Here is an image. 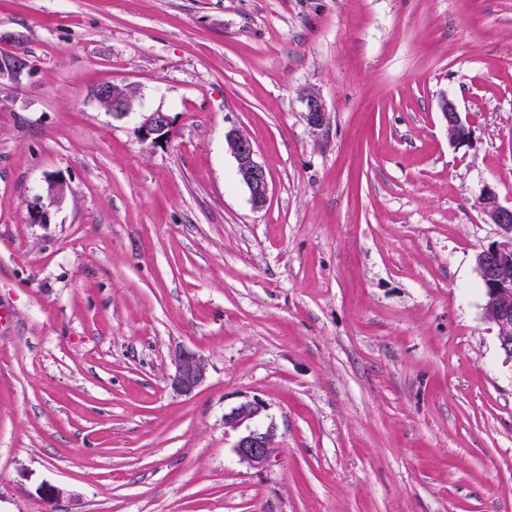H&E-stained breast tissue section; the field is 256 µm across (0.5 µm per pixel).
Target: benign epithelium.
<instances>
[{
	"label": "benign epithelium",
	"instance_id": "benign-epithelium-1",
	"mask_svg": "<svg viewBox=\"0 0 512 512\" xmlns=\"http://www.w3.org/2000/svg\"><path fill=\"white\" fill-rule=\"evenodd\" d=\"M31 70L27 58L16 52L0 54V83L16 82ZM138 89L133 85L123 87L113 83H102L96 89V98L108 104L107 111L115 117L126 116L134 107ZM302 100L305 118L310 127L320 130L326 123V112L322 100L307 91ZM439 112L445 122L449 140L457 146L471 141V131L462 119L455 103L442 97ZM173 120L169 113L161 110L141 115L136 134L141 140L157 143L169 137ZM228 148L236 161L239 181L247 187L255 209L264 208L268 202L269 182L266 169L258 162L253 141L239 130L225 134ZM67 183L50 180L45 187L49 205L32 207L34 222L46 224L50 221L49 207L62 201ZM479 205L485 221L498 227V239L482 247L476 254V270L483 289V312L485 318L497 329L500 349L512 358V206L503 205L497 192L484 186L480 192ZM207 360L190 351H182L176 358V371L171 378L172 389L182 395L192 394L206 380ZM267 406L253 399L240 403L224 414V429L236 434L233 450L238 461L258 472L268 469L276 458L279 445L274 423L264 422Z\"/></svg>",
	"mask_w": 512,
	"mask_h": 512
}]
</instances>
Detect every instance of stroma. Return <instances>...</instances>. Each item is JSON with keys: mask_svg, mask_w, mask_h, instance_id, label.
<instances>
[{"mask_svg": "<svg viewBox=\"0 0 512 512\" xmlns=\"http://www.w3.org/2000/svg\"><path fill=\"white\" fill-rule=\"evenodd\" d=\"M15 50L34 70L0 85V512H512V361L475 269L498 233L482 188L512 204V0H0ZM105 82L137 86L130 114ZM156 110L170 137L139 140ZM183 350L209 363L189 397ZM253 398L280 445L262 472L224 431ZM124 90L125 93L119 94ZM138 89L133 85L119 86L113 83H102L96 89V98L101 104H108L107 111L112 116L122 117L130 113L138 97ZM302 100L305 104V118L310 127L320 130L325 126L326 114L322 100L314 92L307 91ZM439 112L445 122L449 140L456 146L468 145L471 141V131L455 103L447 96L442 97ZM225 139L236 161L238 179L249 190L253 207L263 209L268 202L269 182L266 169L256 158L253 141L235 129L229 130ZM67 183L62 180H50L45 187V195L49 202L48 206L60 203L66 194ZM48 206L37 204L32 207L31 218L34 222L46 224L50 221Z\"/></svg>", "mask_w": 512, "mask_h": 512, "instance_id": "1", "label": "stroma"}]
</instances>
